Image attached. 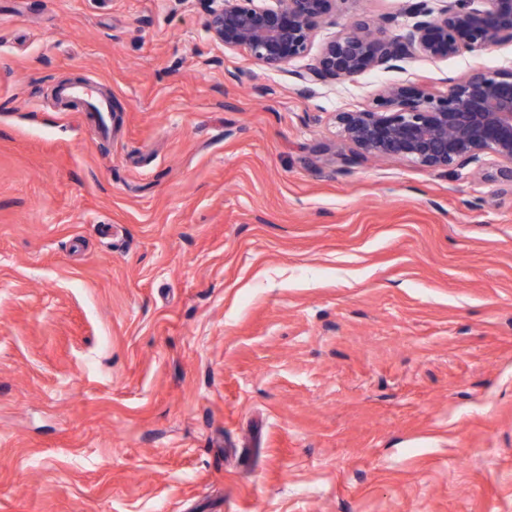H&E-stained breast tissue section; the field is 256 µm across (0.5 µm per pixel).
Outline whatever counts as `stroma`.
Here are the masks:
<instances>
[{
  "label": "stroma",
  "instance_id": "obj_1",
  "mask_svg": "<svg viewBox=\"0 0 512 512\" xmlns=\"http://www.w3.org/2000/svg\"><path fill=\"white\" fill-rule=\"evenodd\" d=\"M410 2L270 71L208 0H0V512H512V188L334 123L512 43L296 91ZM56 98L61 103L73 102L81 106L84 112H87L97 120L101 137L107 139L110 136L108 115L112 112L111 100L101 95L95 89L93 81H86L76 85H60L56 89Z\"/></svg>",
  "mask_w": 512,
  "mask_h": 512
}]
</instances>
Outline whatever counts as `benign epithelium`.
<instances>
[{
    "instance_id": "obj_1",
    "label": "benign epithelium",
    "mask_w": 512,
    "mask_h": 512,
    "mask_svg": "<svg viewBox=\"0 0 512 512\" xmlns=\"http://www.w3.org/2000/svg\"><path fill=\"white\" fill-rule=\"evenodd\" d=\"M206 30L227 48H244L268 70L308 53L314 33L336 0H209ZM413 24L389 36L364 20L345 27L315 64L296 73L298 93L328 80L351 79L382 63L419 53L449 58L512 42V0H452L433 11L426 0L411 10ZM339 135L362 157H401L432 170L465 167L490 153L497 178L512 186V74L478 68L448 81V90L412 94L385 87L373 109L338 112Z\"/></svg>"
}]
</instances>
